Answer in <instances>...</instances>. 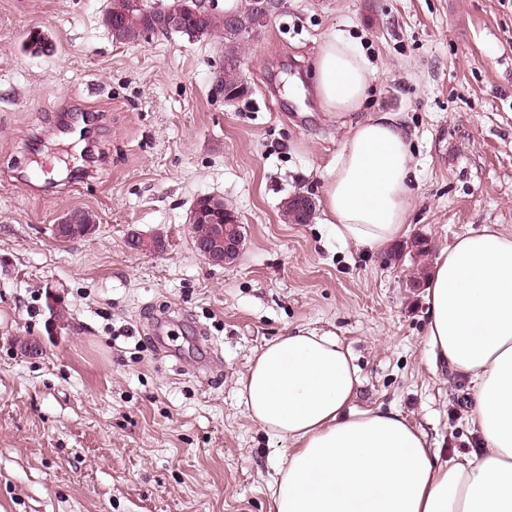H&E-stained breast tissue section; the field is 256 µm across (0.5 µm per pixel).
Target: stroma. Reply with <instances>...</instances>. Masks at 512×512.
Returning <instances> with one entry per match:
<instances>
[{
    "instance_id": "1",
    "label": "stroma",
    "mask_w": 512,
    "mask_h": 512,
    "mask_svg": "<svg viewBox=\"0 0 512 512\" xmlns=\"http://www.w3.org/2000/svg\"><path fill=\"white\" fill-rule=\"evenodd\" d=\"M109 7L0 0V512H272L287 443L248 415L241 380L267 342L307 328L353 352L354 410L400 412L441 458L475 451L473 387L434 358L426 288L409 281L463 233L512 234V0H286L234 105L212 90L218 42L118 44ZM330 34L375 72L360 111L319 108ZM63 102L97 115L89 160L57 131ZM381 115L411 142L408 235L429 244L415 259L343 247L319 213L281 215L287 196L321 199L351 127ZM204 195L243 226L231 264L193 247ZM77 208L93 234L56 239ZM134 232L162 249L134 250Z\"/></svg>"
}]
</instances>
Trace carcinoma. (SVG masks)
<instances>
[{
	"label": "carcinoma",
	"instance_id": "obj_1",
	"mask_svg": "<svg viewBox=\"0 0 512 512\" xmlns=\"http://www.w3.org/2000/svg\"><path fill=\"white\" fill-rule=\"evenodd\" d=\"M132 0H111V5L105 16V25L112 34V40L125 45L137 43L146 34L152 21L149 16L144 15L136 21L128 19L131 12ZM188 0H167L164 7L169 11L181 14L183 27L172 30V33L187 38L190 41L205 38H217L224 46V67L216 73L218 81L226 88H236L242 80L241 73L236 67L238 57L242 55L243 47L238 37L225 30L224 16L211 15L204 26L203 34L197 33L200 20L188 12L185 5ZM81 223L68 226L65 239L68 241L78 240L90 234V228L96 224V215L89 210H80Z\"/></svg>",
	"mask_w": 512,
	"mask_h": 512
}]
</instances>
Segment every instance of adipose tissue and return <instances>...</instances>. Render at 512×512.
I'll return each mask as SVG.
<instances>
[{
  "instance_id": "1",
  "label": "adipose tissue",
  "mask_w": 512,
  "mask_h": 512,
  "mask_svg": "<svg viewBox=\"0 0 512 512\" xmlns=\"http://www.w3.org/2000/svg\"><path fill=\"white\" fill-rule=\"evenodd\" d=\"M323 111H359L365 58L330 36L314 63ZM410 144L386 115L351 128L322 189L337 238L376 251L403 238L412 195ZM435 357L476 389L479 455L439 460L423 429L396 411H355L362 380L336 337L300 330L268 342L241 381L250 417L292 448L276 470L273 512H512V235L457 236L427 280Z\"/></svg>"
}]
</instances>
